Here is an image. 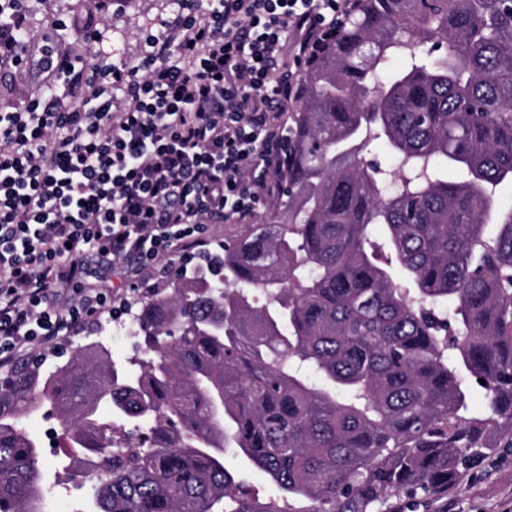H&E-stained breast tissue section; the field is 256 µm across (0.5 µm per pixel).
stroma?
I'll use <instances>...</instances> for the list:
<instances>
[{
    "label": "stroma",
    "instance_id": "35a3bbf8",
    "mask_svg": "<svg viewBox=\"0 0 512 512\" xmlns=\"http://www.w3.org/2000/svg\"><path fill=\"white\" fill-rule=\"evenodd\" d=\"M177 10L174 0H28L25 36L30 43L42 41L53 25H63V41L71 54L87 57L100 52L113 60L130 58L145 39L171 20ZM97 23L103 39L88 42L84 29ZM92 284L111 293L126 310L121 320L108 314L96 315L88 326L53 350L28 352V359L51 370L64 363L73 350L92 342L104 344L117 359L139 356L138 338L125 329L146 296L130 289V278L119 271L94 274ZM25 430L33 434L42 448V467L46 476L45 505L47 512H73L75 500L87 498V490L76 489L65 473L71 454L62 443L60 419L47 420L36 414L23 419ZM456 503L457 512H512V448H500L479 467L468 472L448 492Z\"/></svg>",
    "mask_w": 512,
    "mask_h": 512
}]
</instances>
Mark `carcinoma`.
Listing matches in <instances>:
<instances>
[{"label": "carcinoma", "instance_id": "obj_1", "mask_svg": "<svg viewBox=\"0 0 512 512\" xmlns=\"http://www.w3.org/2000/svg\"><path fill=\"white\" fill-rule=\"evenodd\" d=\"M509 2L358 0L302 76L270 216L133 315L147 358L0 389V512H44L20 421L46 403L84 451L76 512H389L512 448ZM226 464L233 471L246 472L249 484L259 491L260 497H266L276 492L275 487L271 485L267 476L251 468L247 462L226 456Z\"/></svg>", "mask_w": 512, "mask_h": 512}]
</instances>
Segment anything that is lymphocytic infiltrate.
I'll use <instances>...</instances> for the list:
<instances>
[{
	"label": "lymphocytic infiltrate",
	"instance_id": "f902f5d3",
	"mask_svg": "<svg viewBox=\"0 0 512 512\" xmlns=\"http://www.w3.org/2000/svg\"><path fill=\"white\" fill-rule=\"evenodd\" d=\"M25 0H0V67L37 83L0 112V368L86 317L118 318L84 261L186 271L213 219L251 220L286 163L282 112L352 0H176L136 65L62 56L41 74ZM84 84L80 99L48 82Z\"/></svg>",
	"mask_w": 512,
	"mask_h": 512
}]
</instances>
